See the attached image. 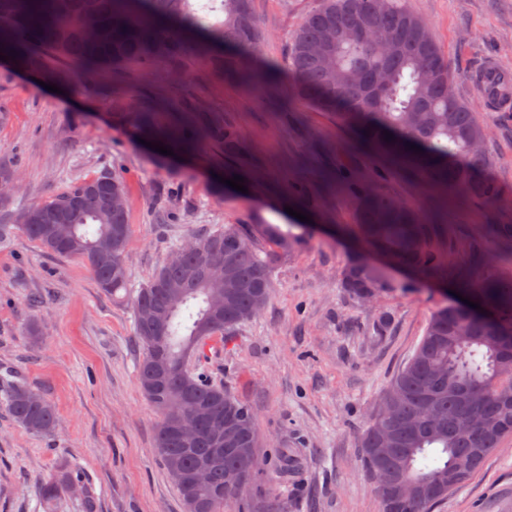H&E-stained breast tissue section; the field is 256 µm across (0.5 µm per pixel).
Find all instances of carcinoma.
Here are the masks:
<instances>
[{
	"label": "carcinoma",
	"mask_w": 512,
	"mask_h": 512,
	"mask_svg": "<svg viewBox=\"0 0 512 512\" xmlns=\"http://www.w3.org/2000/svg\"><path fill=\"white\" fill-rule=\"evenodd\" d=\"M406 0H322L293 31L289 41L288 101L304 100L336 112L355 150L385 160L409 176L420 175L447 190L455 205L480 200L493 205L499 184L480 174L483 155L473 148L485 129L477 108L454 96L455 74L429 27ZM205 34L194 44L197 56L217 74L249 85H273L278 74L251 64L261 33L253 0H0V53L18 67L50 81L73 80L95 90L106 67L165 60L182 62L187 31ZM115 121L133 135L181 153L203 145L224 148V159L254 165L257 159L235 127L200 114L191 101L160 106L149 98L133 103L124 88L109 94ZM391 138H386V135ZM325 185L353 202L356 224L347 229L392 264L449 282L467 304L444 306L431 317L414 356L383 393L394 405L378 409L361 438L368 471L383 475L376 492L386 508L385 488L422 489L419 497L393 502L391 512H433L465 483L500 442L512 435V405L496 396L512 384V277L486 271L488 251L512 261V226L484 224L460 260L436 247L427 214L394 200L370 182L345 174L326 176ZM126 195L124 182L107 172L79 181L54 199L25 210L21 228L47 251L82 261L102 292L131 290L125 251L131 233L127 209L110 204L112 192ZM303 226L261 224L253 234L226 225L174 246L147 284L132 298L135 335L144 350L137 365L142 395L163 422L178 406L211 413L192 438L165 436L155 429V449L167 476L210 460L206 482L194 488L175 483L185 512H254L250 506L249 454L260 436L251 408L188 371L185 363L216 336L252 320L268 304L272 283L264 246L283 253L296 247ZM227 258L235 281L222 267L203 272L202 255ZM389 264L366 257L351 260L340 286L356 299L377 294ZM13 421L31 434L51 433L54 405L29 385L0 386ZM231 425L224 454L211 457L210 429ZM392 435V451L376 456V441ZM245 474L243 485L227 489L224 475ZM75 482L63 465L40 486L46 507Z\"/></svg>",
	"instance_id": "carcinoma-1"
}]
</instances>
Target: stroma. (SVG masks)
I'll return each mask as SVG.
<instances>
[{"label": "stroma", "mask_w": 512, "mask_h": 512, "mask_svg": "<svg viewBox=\"0 0 512 512\" xmlns=\"http://www.w3.org/2000/svg\"><path fill=\"white\" fill-rule=\"evenodd\" d=\"M320 0H255L262 35L258 66L287 78L289 37ZM431 28L456 74L453 91L475 102L473 74L495 59L512 74V0H408ZM104 82L134 94L163 90L198 100L204 114L236 125L251 141L260 170H245V191L227 185L224 154L203 146L190 157L164 155L131 137L99 93L64 86L52 93L36 74L0 60V164L13 187L0 196V379L25 381L58 413L54 431L33 435L0 404V512H184L181 496L154 447L158 417L141 394L143 356L128 299L101 292L79 260L47 252L21 230L23 210L103 172L126 186L131 235L126 262L141 287L173 244L236 224H291L287 184L313 188L319 173L341 166L375 181L393 198L433 212L437 187L399 173L375 177L374 164L349 151L350 135L333 113L311 104L282 107L266 86L215 75L194 56L181 74L161 63L106 69ZM482 150L504 198L445 214L449 244L482 224H512V107L487 108ZM353 205L327 195L311 211L291 252L266 246L273 293L252 321L213 340L194 367L251 407L264 468L251 497L260 512H381L361 437L379 398L414 355L429 320L455 303L449 285L394 268L377 295L356 299L339 288L343 267L364 255L344 237ZM35 324L37 335L26 332ZM70 465L76 487L55 510L39 482ZM93 509H86V502ZM435 512H512V436Z\"/></svg>", "instance_id": "obj_1"}]
</instances>
